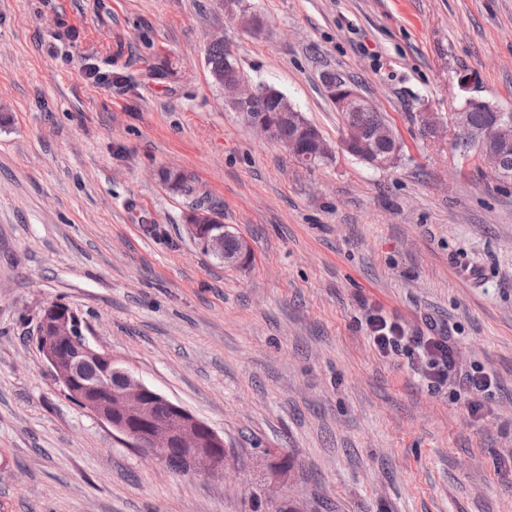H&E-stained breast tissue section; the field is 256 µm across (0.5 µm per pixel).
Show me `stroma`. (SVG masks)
<instances>
[{
  "mask_svg": "<svg viewBox=\"0 0 512 512\" xmlns=\"http://www.w3.org/2000/svg\"><path fill=\"white\" fill-rule=\"evenodd\" d=\"M250 2L257 34L218 0H0V512H251L261 489L308 512H512V181L419 123L469 95L512 111V0ZM214 36L332 145L321 73L342 74L388 117L397 163L298 169L225 107ZM196 207L248 265L194 242ZM54 303L221 435L235 472L179 471L68 399L36 344ZM371 313L446 327L491 392L381 357ZM263 448L294 457L289 483L262 487Z\"/></svg>",
  "mask_w": 512,
  "mask_h": 512,
  "instance_id": "1",
  "label": "stroma"
}]
</instances>
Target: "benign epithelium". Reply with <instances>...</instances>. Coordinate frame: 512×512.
Segmentation results:
<instances>
[{"instance_id": "benign-epithelium-1", "label": "benign epithelium", "mask_w": 512, "mask_h": 512, "mask_svg": "<svg viewBox=\"0 0 512 512\" xmlns=\"http://www.w3.org/2000/svg\"><path fill=\"white\" fill-rule=\"evenodd\" d=\"M222 6L227 17L241 22L250 32L263 27V19L254 12L246 0H223ZM266 86L251 81L240 82L224 90L225 105L242 117L245 124L256 133L275 139L276 124L256 118L249 112L251 101L265 92ZM336 107L343 112L354 109L372 110L374 105L365 96L351 87L332 88ZM476 108L497 113V120L488 129L476 130L471 125L470 112ZM297 111L290 101L277 112V119L293 128V134L284 146L293 152L299 145L301 125ZM452 135L468 137L477 142L475 155L478 162L488 167V176L495 181L512 180V167L499 149H491L487 142L495 140L500 146L512 144V115L488 101L469 97L459 111L450 118ZM420 126L426 135L438 137L443 123L432 112L420 113ZM355 142L363 148L360 158L368 165L387 169L393 164V155L381 150V146L397 142L395 132L387 123L365 131L348 124L344 125L341 150ZM192 236L205 252L227 263L245 265L250 258L247 243L235 256L227 255L224 239L232 235L229 226L219 224L209 212L195 210L187 215ZM42 321L50 334L37 337L38 351L64 391L80 408L112 428V433L122 436L132 447L158 460L166 459L168 449H179L184 469H201L212 474H222L235 466L236 460L229 453L224 438L210 426L195 417L183 406L169 400L157 390L148 386L129 370L121 367L112 355L100 351L85 334L86 326L80 316L65 304H52L46 308ZM92 366L96 375L85 377L84 368ZM165 404L174 413V422L163 424L156 420L155 406ZM288 454L278 448H263L255 456L253 464L273 481L280 482L291 471L282 470V462Z\"/></svg>"}]
</instances>
